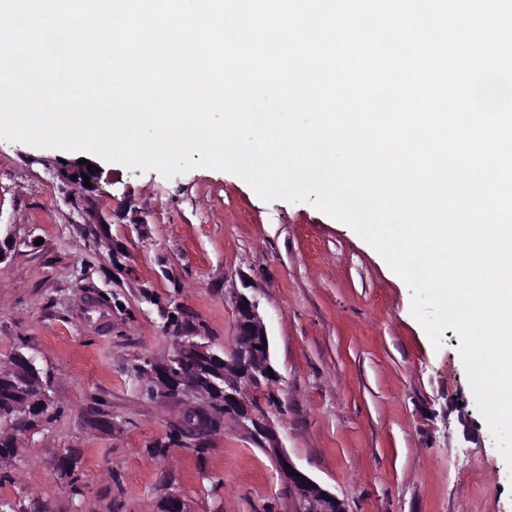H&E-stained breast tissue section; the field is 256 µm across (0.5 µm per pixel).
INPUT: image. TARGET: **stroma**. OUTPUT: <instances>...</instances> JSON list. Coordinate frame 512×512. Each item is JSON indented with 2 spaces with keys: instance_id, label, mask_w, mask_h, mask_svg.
<instances>
[{
  "instance_id": "obj_1",
  "label": "stroma",
  "mask_w": 512,
  "mask_h": 512,
  "mask_svg": "<svg viewBox=\"0 0 512 512\" xmlns=\"http://www.w3.org/2000/svg\"><path fill=\"white\" fill-rule=\"evenodd\" d=\"M79 158L0 140V359L33 352L58 407L22 440L0 502L160 512L176 495L187 512H292L272 457L233 420L152 453L208 404L146 394L140 367L166 361L177 325L230 346L241 292L282 377L281 443L346 512H512L458 335L434 347L407 284L351 227L211 168L167 178L101 160L77 191L56 171ZM61 452L78 458L82 496L58 476Z\"/></svg>"
}]
</instances>
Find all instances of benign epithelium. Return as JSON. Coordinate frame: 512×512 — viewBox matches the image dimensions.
<instances>
[{"label":"benign epithelium","mask_w":512,"mask_h":512,"mask_svg":"<svg viewBox=\"0 0 512 512\" xmlns=\"http://www.w3.org/2000/svg\"><path fill=\"white\" fill-rule=\"evenodd\" d=\"M60 181L68 186L87 189L84 178L96 184L97 174L87 169V164L62 165L58 169ZM236 314V334L232 347L222 352L210 351L205 337L198 340L177 339L167 359L169 366L180 363L182 355L188 350L211 352L214 363L221 369L224 381V406L229 409L227 417L246 430L261 447L269 453L281 475L288 495L294 502L293 512H341V502L336 495L323 488L299 469L291 457L284 451L281 441L273 427L270 413L259 412L254 407L255 396L270 389L281 380L279 373L269 374L273 368L270 359V346L266 326L259 313V304L244 294L236 296L234 302ZM141 375L154 388L166 391L173 383L182 385V390L198 397H205L204 373L196 378L173 376L160 370L155 363L147 360ZM290 464L284 468V464Z\"/></svg>","instance_id":"7a95c632"}]
</instances>
